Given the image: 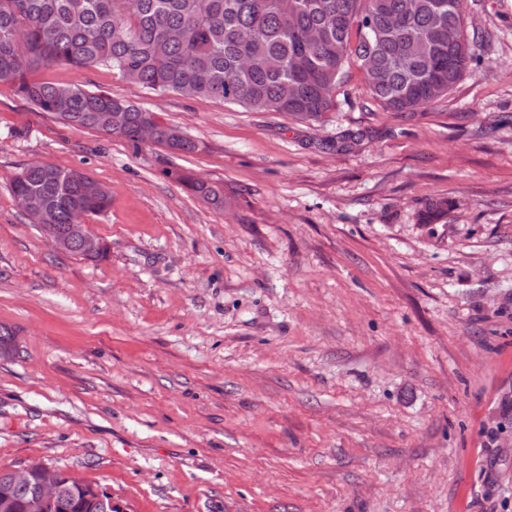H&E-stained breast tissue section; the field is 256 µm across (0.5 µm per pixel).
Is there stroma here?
Wrapping results in <instances>:
<instances>
[{
    "instance_id": "35a3bbf8",
    "label": "stroma",
    "mask_w": 512,
    "mask_h": 512,
    "mask_svg": "<svg viewBox=\"0 0 512 512\" xmlns=\"http://www.w3.org/2000/svg\"><path fill=\"white\" fill-rule=\"evenodd\" d=\"M467 36L473 71L413 113L354 63L317 120L36 72L192 154L0 84V469L41 460L126 512H512V0H472ZM33 161L108 187L105 260L29 223L10 183ZM154 144L165 145L171 150L183 153H192L199 150V146L195 140L191 138H180L184 136L181 131H176L175 137L172 135V129L168 124L156 123L154 126ZM176 179L180 181L187 182L192 189V191L202 198L205 202L214 205L215 207H223L224 206V188L212 185L203 181H188L180 174H176Z\"/></svg>"
}]
</instances>
